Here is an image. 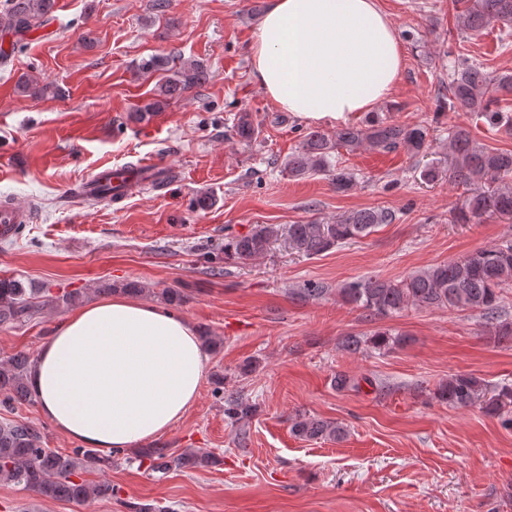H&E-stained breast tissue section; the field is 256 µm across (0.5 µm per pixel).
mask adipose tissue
<instances>
[{
	"mask_svg": "<svg viewBox=\"0 0 512 512\" xmlns=\"http://www.w3.org/2000/svg\"><path fill=\"white\" fill-rule=\"evenodd\" d=\"M252 76L279 108L332 124L389 99L402 46L380 0H268ZM208 357L199 330L122 294L85 305L43 344L28 385L44 418L102 452L167 433L196 402Z\"/></svg>",
	"mask_w": 512,
	"mask_h": 512,
	"instance_id": "adipose-tissue-1",
	"label": "adipose tissue"
}]
</instances>
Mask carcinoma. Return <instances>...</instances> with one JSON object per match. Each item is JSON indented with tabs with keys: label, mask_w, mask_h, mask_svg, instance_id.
Returning a JSON list of instances; mask_svg holds the SVG:
<instances>
[{
	"label": "carcinoma",
	"mask_w": 512,
	"mask_h": 512,
	"mask_svg": "<svg viewBox=\"0 0 512 512\" xmlns=\"http://www.w3.org/2000/svg\"><path fill=\"white\" fill-rule=\"evenodd\" d=\"M462 27L477 34L494 23L500 24V43L512 45V0H459ZM54 0H9L0 16V38L21 35L51 22ZM143 74L161 73L158 83L160 99L144 106L143 112H154L166 104L176 92L188 91L206 80V69L199 62H184L173 69L169 59L151 55L141 60ZM512 91V73L493 75L467 55L448 58V100L485 119L493 128L512 131V115L497 109V92ZM432 145L430 127L423 124H394L372 115L359 124L336 128L331 133L312 131L306 134L298 150L288 157V175L305 177L324 174L331 177L336 191L353 187L355 177L348 169L333 163L339 150L361 147L382 152L401 149L413 156L424 155ZM448 177L472 186L466 205L467 214L476 217L488 210L512 216V151L488 149L473 139L471 132L460 126L448 128ZM489 191H484V187ZM395 214L385 209H360L332 224L309 221L288 225V241L308 256L324 253L338 244L363 238L380 224H390ZM274 235L270 226L230 238L224 243L227 259L250 260L267 251ZM512 288V242L477 250L460 260L429 266L400 281L366 277L347 282L337 289L341 300L359 308L370 318L396 315L410 306L475 311L495 326L501 339L512 337V322L502 319L503 294ZM81 299L78 292L65 291L53 295L48 288H27L15 278L0 279V324L27 322L42 307H68ZM405 341L400 334L375 331L362 338L350 334L343 347L357 351L365 345L374 350L389 349ZM33 360L25 352H17L0 366V403L31 400L27 385ZM487 385L469 374L448 377L433 392V398L450 407H472L485 397ZM256 407L235 393L224 395V416L240 423L251 419ZM292 433L301 439L340 441L346 427L337 421L297 416ZM135 460L152 471L179 468H201L215 462L208 451L186 449L176 455L168 448H141ZM112 463V455H102L91 448H73L59 453L42 447L41 430L27 423L0 422V481L21 486L38 496L84 503L117 495L109 482L91 483L83 475L92 469L103 470Z\"/></svg>",
	"instance_id": "1"
}]
</instances>
